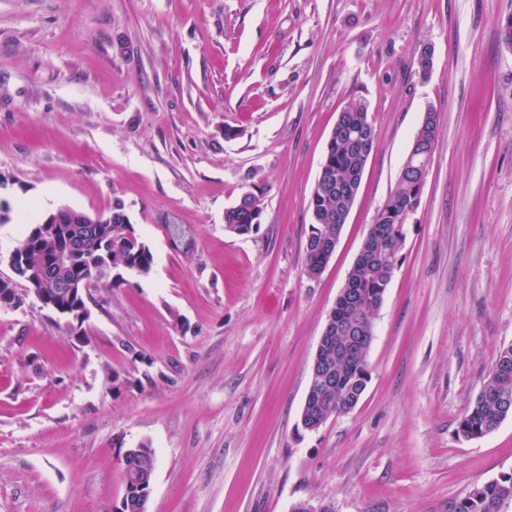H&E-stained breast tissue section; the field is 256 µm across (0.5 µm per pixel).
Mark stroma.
<instances>
[{"instance_id": "stroma-1", "label": "stroma", "mask_w": 512, "mask_h": 512, "mask_svg": "<svg viewBox=\"0 0 512 512\" xmlns=\"http://www.w3.org/2000/svg\"><path fill=\"white\" fill-rule=\"evenodd\" d=\"M511 16L512 0H0V253L47 212L118 199L155 258L80 324L32 297L0 308V512H114L143 442L148 512H454L512 473V417L457 434L512 344ZM354 98L376 144L313 279L308 201ZM429 107L367 389L305 430L327 316ZM246 191L264 213L239 236L224 211Z\"/></svg>"}]
</instances>
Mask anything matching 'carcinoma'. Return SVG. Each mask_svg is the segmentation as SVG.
I'll use <instances>...</instances> for the list:
<instances>
[{"mask_svg":"<svg viewBox=\"0 0 512 512\" xmlns=\"http://www.w3.org/2000/svg\"><path fill=\"white\" fill-rule=\"evenodd\" d=\"M438 131V118L432 109L425 110L414 138ZM375 146L372 119L362 99L349 100L339 112L332 141L327 148L329 162L312 190L308 208L312 223L306 239V267L309 276L322 274L331 258L330 241L345 224L354 205L367 161ZM422 173L409 168L398 175L396 186L378 210L369 237L364 239L358 257L348 273L343 289L353 295V301H336L331 317V329L326 345L320 347L321 368L311 375V394L301 411V425L315 430L336 413L349 412L359 403L370 380L367 347L355 344L357 336L374 335V319L383 304L385 292L397 267L403 248L407 218L417 209L421 190L416 183ZM264 212L260 194H241L237 202L224 212L225 228L246 235L261 224ZM87 213L69 207L48 212V228L34 235L25 229L7 256L14 277L0 278V308L20 306L29 295L48 284L41 279L43 267L54 259L61 244L78 233L75 215ZM100 235L82 237L79 254L72 262L59 266L55 276L73 288L85 285L110 290L124 282L119 271L150 274L154 265L151 247L138 237L124 205L116 202L112 208L96 213ZM25 285L18 292L16 281ZM512 417V344L504 347L496 359L487 380L473 404L458 423V434L471 440L482 438L507 418ZM158 464L157 454L149 444L129 448L122 459L123 482L126 489L124 507L137 512L149 497L151 482L145 486L133 480V475ZM512 501V473L476 486L456 505L455 512H500L501 506Z\"/></svg>","mask_w":512,"mask_h":512,"instance_id":"carcinoma-1","label":"carcinoma"}]
</instances>
